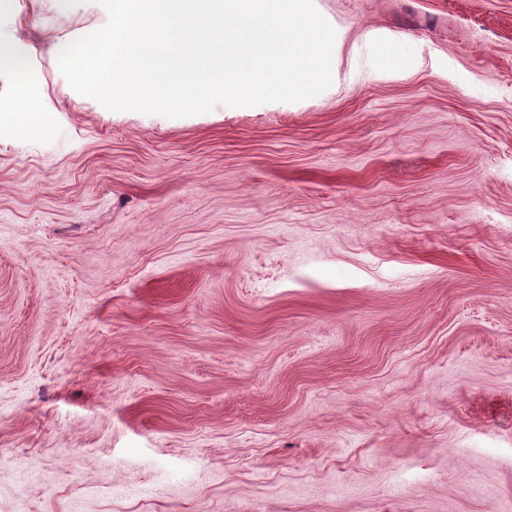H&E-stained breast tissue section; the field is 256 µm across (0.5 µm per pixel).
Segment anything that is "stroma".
<instances>
[{
    "instance_id": "stroma-1",
    "label": "stroma",
    "mask_w": 512,
    "mask_h": 512,
    "mask_svg": "<svg viewBox=\"0 0 512 512\" xmlns=\"http://www.w3.org/2000/svg\"><path fill=\"white\" fill-rule=\"evenodd\" d=\"M314 3L328 90L181 118L0 6V512H512V0Z\"/></svg>"
}]
</instances>
